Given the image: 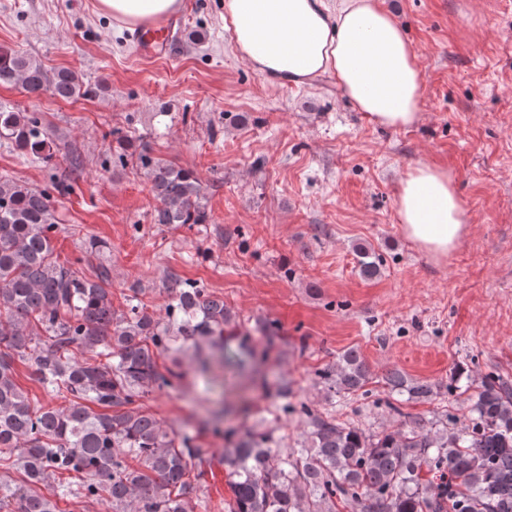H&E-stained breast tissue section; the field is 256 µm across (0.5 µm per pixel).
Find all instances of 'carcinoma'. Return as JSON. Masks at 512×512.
Wrapping results in <instances>:
<instances>
[{"mask_svg": "<svg viewBox=\"0 0 512 512\" xmlns=\"http://www.w3.org/2000/svg\"><path fill=\"white\" fill-rule=\"evenodd\" d=\"M0 84L21 87L29 97L44 92L63 100L92 94L70 69L49 70L32 56L0 48ZM43 164L61 148L53 145L38 112L0 108V142ZM130 157L146 170L157 201L155 224H204L201 181L189 169L150 156ZM59 230L49 189L0 177V512H61L41 492L56 479L65 494L106 499L112 512H190L200 491L207 450L186 433L164 428L143 408L152 389L174 386L180 365L160 368L163 353L197 354L208 369V349L244 365L249 352L228 355L224 330L236 315L224 300L193 282L166 284L165 316L144 310L137 297L116 315L112 289L102 270L91 281L54 257ZM359 273H380L381 260L357 245ZM32 362L36 380L63 409L32 399L15 381L14 359ZM327 395H351L369 380L355 348L316 374ZM388 407L397 425L378 433L303 405L298 410L307 447L283 450L269 434L246 431L224 448L232 497L227 512H336L338 504L360 512H512V385L490 372L480 377L464 422L447 412L425 423L399 403L428 401L436 385L386 377ZM439 481L422 478L423 469Z\"/></svg>", "mask_w": 512, "mask_h": 512, "instance_id": "obj_1", "label": "carcinoma"}]
</instances>
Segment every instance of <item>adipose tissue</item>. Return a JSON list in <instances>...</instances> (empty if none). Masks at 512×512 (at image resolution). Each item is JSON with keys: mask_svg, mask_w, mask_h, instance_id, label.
<instances>
[{"mask_svg": "<svg viewBox=\"0 0 512 512\" xmlns=\"http://www.w3.org/2000/svg\"><path fill=\"white\" fill-rule=\"evenodd\" d=\"M183 0H97L100 13L146 27ZM237 55L273 84L304 86L330 76L372 124L408 128L421 119L419 58L383 0H224ZM397 206L406 237L434 257L456 249L468 210L447 170L422 164L401 180Z\"/></svg>", "mask_w": 512, "mask_h": 512, "instance_id": "adipose-tissue-1", "label": "adipose tissue"}]
</instances>
